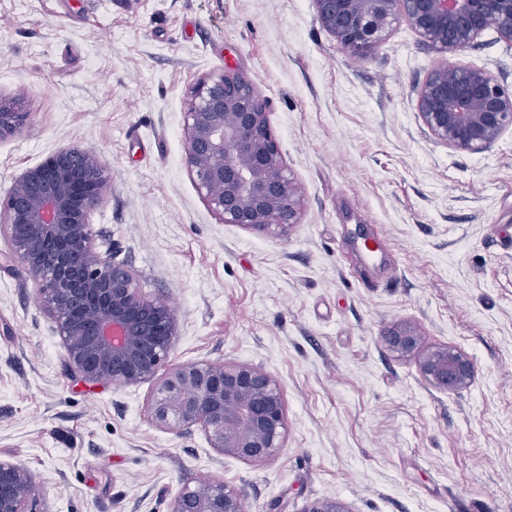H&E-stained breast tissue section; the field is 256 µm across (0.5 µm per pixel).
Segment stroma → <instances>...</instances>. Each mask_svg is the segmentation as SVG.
Returning <instances> with one entry per match:
<instances>
[{
    "instance_id": "stroma-1",
    "label": "stroma",
    "mask_w": 512,
    "mask_h": 512,
    "mask_svg": "<svg viewBox=\"0 0 512 512\" xmlns=\"http://www.w3.org/2000/svg\"><path fill=\"white\" fill-rule=\"evenodd\" d=\"M440 59L400 19L350 56L314 0H0V96L28 114L0 139V196L61 148L95 152L109 180L94 243L170 305L172 362L260 367L286 402L264 465L157 427L153 382L72 372L0 236V458L32 471L36 512H169L212 478L248 512H512V130L479 153L438 142L417 95ZM457 60L512 89L495 30ZM225 71L267 100L302 189L285 235L223 223L186 165L189 91ZM403 320L468 353L471 386L433 389L388 352L381 333Z\"/></svg>"
}]
</instances>
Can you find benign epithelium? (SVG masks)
<instances>
[{"label":"benign epithelium","mask_w":512,"mask_h":512,"mask_svg":"<svg viewBox=\"0 0 512 512\" xmlns=\"http://www.w3.org/2000/svg\"><path fill=\"white\" fill-rule=\"evenodd\" d=\"M321 25L352 57L374 52L379 33L404 20L441 54L418 90V115L438 141L460 151L489 149L512 129V91L489 71L451 56L494 29L512 45V0H314ZM28 119L0 98V138ZM186 163L208 208L226 224L258 235H283L298 223L302 195L284 164L268 121L267 102L234 72L200 79L185 112ZM107 176L98 155L64 147L29 167L0 197V229L13 256L38 285L72 371L115 387L157 384L151 419L170 430L202 428L211 447L252 465L274 460L287 431L281 384L250 364L169 363L177 324L168 305L147 296L130 266L97 251L90 213L101 203ZM382 341L413 359L424 382L439 391L469 387L471 357L429 345L415 324L387 327ZM38 487L23 464L0 458V512H30ZM170 512H246L242 492L212 479L184 484ZM305 512H350L334 498Z\"/></svg>","instance_id":"7a95c632"}]
</instances>
